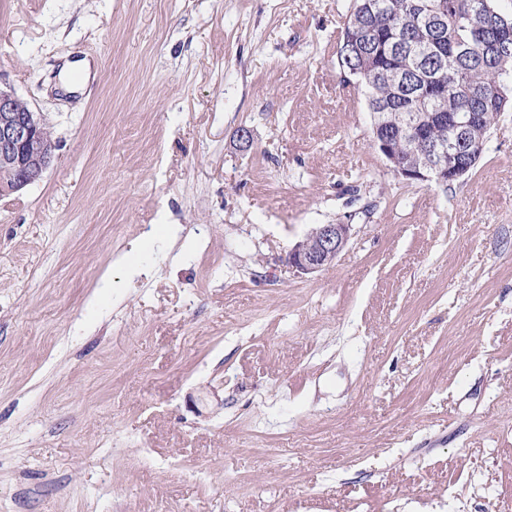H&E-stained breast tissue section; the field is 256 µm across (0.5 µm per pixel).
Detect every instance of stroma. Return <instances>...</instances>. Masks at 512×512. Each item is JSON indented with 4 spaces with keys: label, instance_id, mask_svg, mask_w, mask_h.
I'll use <instances>...</instances> for the list:
<instances>
[{
    "label": "stroma",
    "instance_id": "1",
    "mask_svg": "<svg viewBox=\"0 0 512 512\" xmlns=\"http://www.w3.org/2000/svg\"><path fill=\"white\" fill-rule=\"evenodd\" d=\"M352 8L0 0L58 143L0 197V512H512V111L472 175L396 176ZM321 224L352 237L300 275ZM63 68L64 70L60 72V81L67 88L79 89L90 79L91 65L85 59L66 62ZM351 236L352 225L321 224L288 251V265L301 275L317 273L335 261Z\"/></svg>",
    "mask_w": 512,
    "mask_h": 512
}]
</instances>
